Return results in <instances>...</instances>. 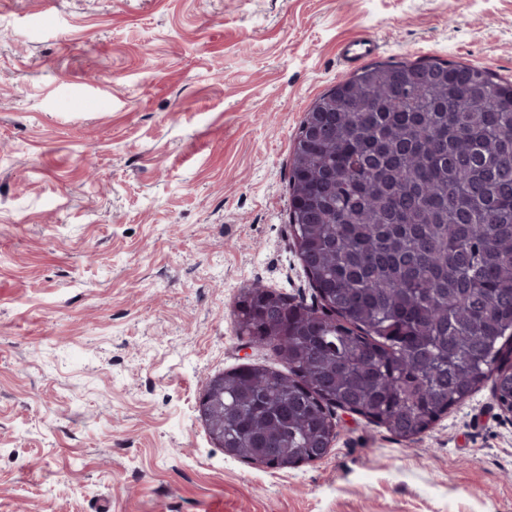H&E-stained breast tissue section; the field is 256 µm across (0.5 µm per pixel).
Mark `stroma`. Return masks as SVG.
I'll return each instance as SVG.
<instances>
[{"mask_svg": "<svg viewBox=\"0 0 512 512\" xmlns=\"http://www.w3.org/2000/svg\"><path fill=\"white\" fill-rule=\"evenodd\" d=\"M365 32L512 80V0H0V512H512L487 383L410 440L342 415L284 471L200 417L214 377L283 367L241 292L316 300L292 145Z\"/></svg>", "mask_w": 512, "mask_h": 512, "instance_id": "stroma-1", "label": "stroma"}]
</instances>
